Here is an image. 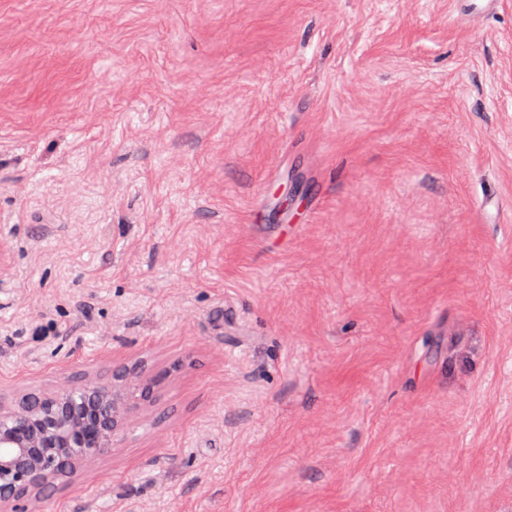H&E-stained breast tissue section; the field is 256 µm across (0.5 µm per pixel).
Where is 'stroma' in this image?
<instances>
[{"label": "stroma", "instance_id": "35a3bbf8", "mask_svg": "<svg viewBox=\"0 0 512 512\" xmlns=\"http://www.w3.org/2000/svg\"><path fill=\"white\" fill-rule=\"evenodd\" d=\"M510 208L512 0H0V399L168 375L41 512H512ZM451 12L460 22H476L499 12L502 0H451Z\"/></svg>", "mask_w": 512, "mask_h": 512}]
</instances>
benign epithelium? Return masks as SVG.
Returning <instances> with one entry per match:
<instances>
[{
	"mask_svg": "<svg viewBox=\"0 0 512 512\" xmlns=\"http://www.w3.org/2000/svg\"><path fill=\"white\" fill-rule=\"evenodd\" d=\"M141 361L100 384L81 378L49 392L0 400V512H30L58 483L119 447L161 385Z\"/></svg>",
	"mask_w": 512,
	"mask_h": 512,
	"instance_id": "7a95c632",
	"label": "benign epithelium"
}]
</instances>
